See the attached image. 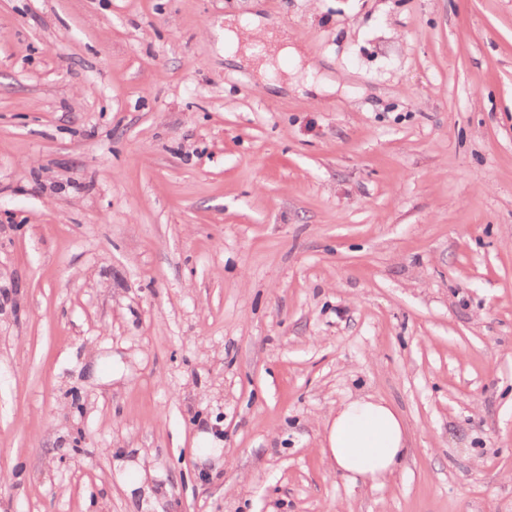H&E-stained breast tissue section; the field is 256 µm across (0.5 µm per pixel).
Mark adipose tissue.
Wrapping results in <instances>:
<instances>
[{"mask_svg": "<svg viewBox=\"0 0 512 512\" xmlns=\"http://www.w3.org/2000/svg\"><path fill=\"white\" fill-rule=\"evenodd\" d=\"M224 52L259 60L267 73L273 60H301L299 46L283 42L264 31L259 19H224ZM324 454L350 482L374 485L392 476L408 455V434L400 413L386 400L370 395L349 399L325 421Z\"/></svg>", "mask_w": 512, "mask_h": 512, "instance_id": "ef3b65f1", "label": "adipose tissue"}]
</instances>
